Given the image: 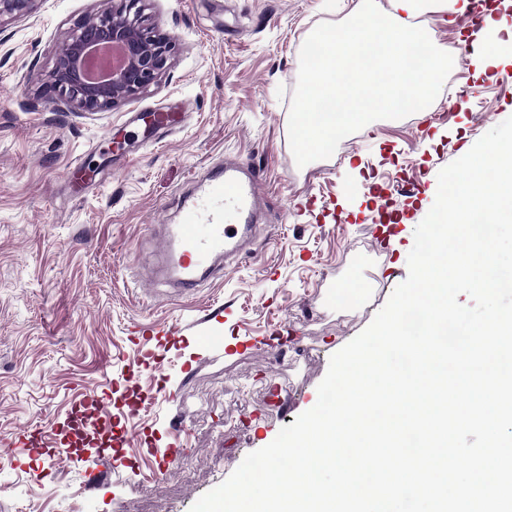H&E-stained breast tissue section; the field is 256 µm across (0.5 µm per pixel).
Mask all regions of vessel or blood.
Wrapping results in <instances>:
<instances>
[{"instance_id": "b4317fda", "label": "vessel or blood", "mask_w": 512, "mask_h": 512, "mask_svg": "<svg viewBox=\"0 0 512 512\" xmlns=\"http://www.w3.org/2000/svg\"><path fill=\"white\" fill-rule=\"evenodd\" d=\"M262 201L255 173L244 171L233 159H225L198 184L195 194L183 201L177 223L159 225L147 239L151 261L145 277L170 286L177 294L190 295L204 282L222 276L226 266L247 256ZM228 209L235 213L236 224H225ZM69 416L83 426L97 428L99 403L89 396L74 400ZM47 440L46 431L40 428L17 438L20 444L45 451L51 463L69 458V449L47 447Z\"/></svg>"}]
</instances>
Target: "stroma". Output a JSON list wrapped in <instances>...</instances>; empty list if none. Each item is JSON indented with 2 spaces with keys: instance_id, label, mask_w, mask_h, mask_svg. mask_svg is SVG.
I'll list each match as a JSON object with an SVG mask.
<instances>
[{
  "instance_id": "stroma-1",
  "label": "stroma",
  "mask_w": 512,
  "mask_h": 512,
  "mask_svg": "<svg viewBox=\"0 0 512 512\" xmlns=\"http://www.w3.org/2000/svg\"><path fill=\"white\" fill-rule=\"evenodd\" d=\"M355 3L148 0L150 23L173 43L172 67L103 112L45 105L37 83L99 0H38L0 29V439L42 427L66 444L70 401L91 393L123 441L121 454L93 449L55 466L14 448V462L0 460V512H190L315 406L331 356L407 278L439 171L512 117V0H497L500 44L485 72L460 67L461 96L438 95L432 114L373 121L341 141L340 158L297 166L288 125L301 47ZM459 16L455 0H441L420 22L456 47ZM141 112L186 121L152 144ZM477 112L486 120L474 122ZM225 156L262 179L251 256L191 295L140 280L148 225L175 223L178 194ZM77 158L92 173L80 189ZM381 192L399 228L374 245ZM345 288L357 295L342 308ZM153 324L175 338L133 331ZM147 350L162 370L143 371L139 384H164L166 395L130 417L125 377Z\"/></svg>"
}]
</instances>
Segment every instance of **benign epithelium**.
<instances>
[{
    "mask_svg": "<svg viewBox=\"0 0 512 512\" xmlns=\"http://www.w3.org/2000/svg\"><path fill=\"white\" fill-rule=\"evenodd\" d=\"M35 0H0V22L29 14ZM96 21L77 23L40 79L48 103L79 112L114 108L147 91L168 69L171 44L146 23L147 0H110Z\"/></svg>",
    "mask_w": 512,
    "mask_h": 512,
    "instance_id": "1",
    "label": "benign epithelium"
}]
</instances>
